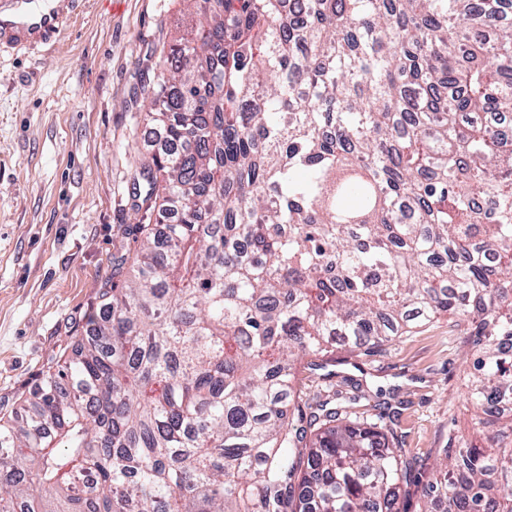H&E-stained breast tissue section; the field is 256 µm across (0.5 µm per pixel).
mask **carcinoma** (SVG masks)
<instances>
[{
	"label": "carcinoma",
	"instance_id": "cac0c4a2",
	"mask_svg": "<svg viewBox=\"0 0 512 512\" xmlns=\"http://www.w3.org/2000/svg\"><path fill=\"white\" fill-rule=\"evenodd\" d=\"M141 162L155 222L0 418V512H512V0H187ZM446 316L474 438L407 455L352 356ZM320 370L308 396L296 362Z\"/></svg>",
	"mask_w": 512,
	"mask_h": 512
}]
</instances>
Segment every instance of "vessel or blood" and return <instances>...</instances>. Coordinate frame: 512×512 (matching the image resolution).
<instances>
[{
    "label": "vessel or blood",
    "mask_w": 512,
    "mask_h": 512,
    "mask_svg": "<svg viewBox=\"0 0 512 512\" xmlns=\"http://www.w3.org/2000/svg\"><path fill=\"white\" fill-rule=\"evenodd\" d=\"M82 0H0V54L56 44Z\"/></svg>",
    "instance_id": "vessel-or-blood-1"
}]
</instances>
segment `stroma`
Here are the masks:
<instances>
[{"label": "stroma", "instance_id": "obj_1", "mask_svg": "<svg viewBox=\"0 0 512 512\" xmlns=\"http://www.w3.org/2000/svg\"><path fill=\"white\" fill-rule=\"evenodd\" d=\"M187 22L184 0H83L57 45L0 57V416L70 355L134 246L133 175L156 140L144 88ZM463 351L442 317L343 374L421 458L472 430Z\"/></svg>", "mask_w": 512, "mask_h": 512}]
</instances>
